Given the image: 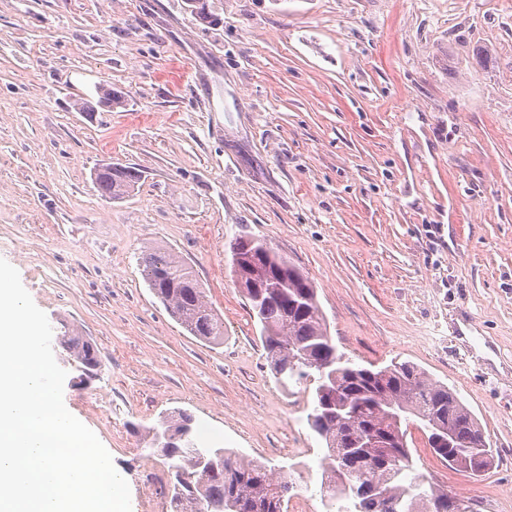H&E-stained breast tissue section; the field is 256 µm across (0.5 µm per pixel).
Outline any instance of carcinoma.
<instances>
[{
  "label": "carcinoma",
  "instance_id": "1",
  "mask_svg": "<svg viewBox=\"0 0 512 512\" xmlns=\"http://www.w3.org/2000/svg\"><path fill=\"white\" fill-rule=\"evenodd\" d=\"M138 172L120 164L102 163L93 177L101 197L120 200L132 195ZM142 275L172 316L193 336L209 343L224 341V319L209 301L206 289L187 263L161 247L147 249ZM231 275L249 311L261 327V339L272 372L281 385L285 378L309 381L313 408L310 429L325 441L328 470L334 481L326 486L329 507L342 501L349 512H442L448 493L425 486L414 474L404 425L421 423L433 452L436 435L450 441L440 455L453 469L477 476L492 465L493 453L478 419L448 386L434 381L411 362L365 367L337 351L322 314L317 289L307 276L266 242L240 236L231 247ZM60 345L77 367L99 372L97 348L84 336L69 332ZM194 418L185 411L161 417L145 430L146 443L172 459L173 512H208L212 503L225 512H288L293 483L262 464L226 448H203L187 437L177 448L165 447V435ZM402 458L391 472L393 454Z\"/></svg>",
  "mask_w": 512,
  "mask_h": 512
}]
</instances>
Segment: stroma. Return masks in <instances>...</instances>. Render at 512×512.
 <instances>
[{
	"label": "stroma",
	"mask_w": 512,
	"mask_h": 512,
	"mask_svg": "<svg viewBox=\"0 0 512 512\" xmlns=\"http://www.w3.org/2000/svg\"><path fill=\"white\" fill-rule=\"evenodd\" d=\"M0 0V258L54 335L102 363L64 403L129 484L171 512L170 461L141 429L193 414L202 444L274 467L288 512H325L289 455L321 449L279 386L231 279L265 240L317 288L340 352L409 361L452 388L497 452L474 480L408 428L416 472L512 512V0ZM489 55L481 64L477 49ZM111 83L121 107L100 103ZM91 109L81 112L79 101ZM138 169L109 201L92 174ZM189 263L224 319L191 336L143 279L146 247Z\"/></svg>",
	"instance_id": "obj_1"
}]
</instances>
